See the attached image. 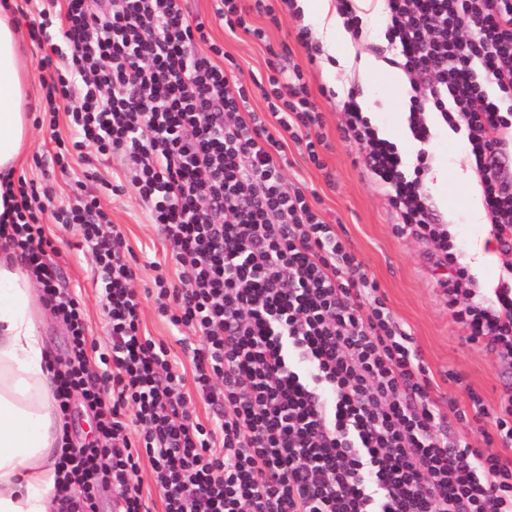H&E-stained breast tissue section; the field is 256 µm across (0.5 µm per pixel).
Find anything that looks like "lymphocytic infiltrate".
I'll list each match as a JSON object with an SVG mask.
<instances>
[{
    "mask_svg": "<svg viewBox=\"0 0 512 512\" xmlns=\"http://www.w3.org/2000/svg\"><path fill=\"white\" fill-rule=\"evenodd\" d=\"M215 2L229 30L259 40L250 10L280 22L267 0ZM33 11L28 34L47 71L43 118L53 129L66 114L72 131L55 137L53 162L67 169L90 149L130 161L129 182L175 266L138 290L135 256L97 197L50 212L34 182L6 180L12 203L0 236L69 333L55 402L65 414L80 394L95 422L82 445L62 434L57 512H99L103 486L116 512H149L145 463L164 512H512V458L489 450L512 446V391L494 408L471 390L467 406L440 409L376 280L322 219L316 194L285 179L286 141L318 167L328 147L303 70L269 63L267 109L256 112L239 66L187 0H37ZM385 12V38L410 86L416 165L406 171L356 93L339 104L341 132L389 188L395 233L432 241L437 265L451 269L444 293L468 341L512 360V0H385ZM432 112L475 160L504 256L489 298L458 265L426 187ZM46 213L76 229L92 256L105 349L63 283ZM146 296L191 333L185 360L143 332ZM189 379L207 420L189 406ZM463 421L484 428V447L456 437Z\"/></svg>",
    "mask_w": 512,
    "mask_h": 512,
    "instance_id": "obj_1",
    "label": "lymphocytic infiltrate"
}]
</instances>
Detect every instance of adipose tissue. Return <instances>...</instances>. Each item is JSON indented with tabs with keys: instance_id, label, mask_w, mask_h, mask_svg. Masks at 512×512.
I'll use <instances>...</instances> for the list:
<instances>
[{
	"instance_id": "1",
	"label": "adipose tissue",
	"mask_w": 512,
	"mask_h": 512,
	"mask_svg": "<svg viewBox=\"0 0 512 512\" xmlns=\"http://www.w3.org/2000/svg\"><path fill=\"white\" fill-rule=\"evenodd\" d=\"M303 24L312 26L322 50L337 64L353 60V45L334 0H296ZM28 80L20 35L0 10V176L11 173L29 144ZM469 217L480 228V245L467 256L472 273L486 280L495 253L485 240L491 227L480 203L476 176L467 178ZM45 304L29 272L0 239V512H50L58 474L55 466L62 424L52 397L53 361L40 333Z\"/></svg>"
}]
</instances>
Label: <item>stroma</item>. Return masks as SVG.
<instances>
[{"mask_svg":"<svg viewBox=\"0 0 512 512\" xmlns=\"http://www.w3.org/2000/svg\"><path fill=\"white\" fill-rule=\"evenodd\" d=\"M192 13L211 17L212 41L223 46L227 55L239 65L244 79L264 76L270 51H278L284 69H303L313 100L323 116L321 131L329 147L324 152L323 167H316L300 154L295 144L285 148L288 164L285 175L289 183L316 191L318 208L324 220L334 225L337 234L348 240L369 275L374 278L386 304L410 334L421 358L430 371L432 395L439 404L454 399L466 403L467 389H474L486 404L495 406L506 387H512V367L500 364L482 345L467 342L466 333L457 324L439 280L445 270L435 268L432 246L411 236L393 232L398 215L378 181L362 173L354 163L357 147L344 140L339 131L343 114L337 107L350 89L360 86L357 70L340 65L335 77H328L323 66L309 65L304 49L296 42L299 20L283 4L273 6L280 25L270 24L263 15H252L254 25L265 28L267 39L260 42L244 32H230L221 21L212 17L213 0H189ZM375 87L368 117L376 129L391 126L397 113L407 111L408 99L393 98L389 78L395 68L374 60ZM332 88V96H323V88ZM434 138L430 147V172L426 186L432 196L440 220L447 222L459 256L471 251L477 232L468 221V212L461 206L466 187L464 173L468 150L459 135L432 123ZM33 146L16 169L17 174L35 180L49 190L52 205L68 204L75 180H83V192L98 197L103 207L120 225L137 258L138 287L149 286L156 267L172 269L170 251L153 224L148 209L131 186L126 185L120 161L114 157L94 156L93 177H85L84 165H75L71 173L46 164L54 144L48 128H33ZM43 159L36 167L35 159ZM113 178L118 191L107 189L103 181ZM47 234L60 250L58 261L63 279L78 295L85 308L91 336L107 345L106 317L99 302L100 290L94 284L92 258L82 247L77 234L51 224ZM460 382H453L452 374Z\"/></svg>","mask_w":512,"mask_h":512,"instance_id":"1","label":"stroma"}]
</instances>
